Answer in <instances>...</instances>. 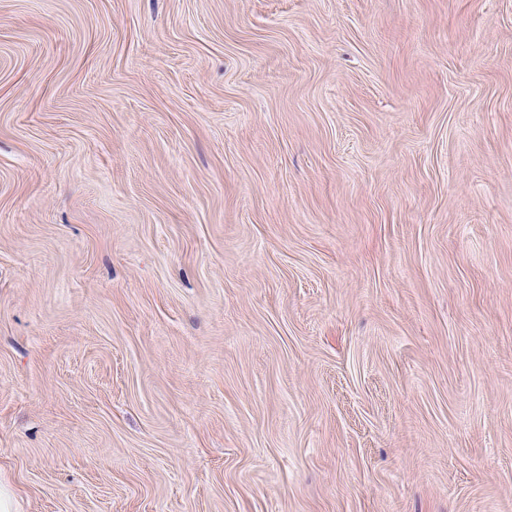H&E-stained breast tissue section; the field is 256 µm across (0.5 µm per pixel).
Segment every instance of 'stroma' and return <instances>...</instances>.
<instances>
[{
	"label": "stroma",
	"mask_w": 512,
	"mask_h": 512,
	"mask_svg": "<svg viewBox=\"0 0 512 512\" xmlns=\"http://www.w3.org/2000/svg\"><path fill=\"white\" fill-rule=\"evenodd\" d=\"M16 512H512V0H0Z\"/></svg>",
	"instance_id": "1"
}]
</instances>
